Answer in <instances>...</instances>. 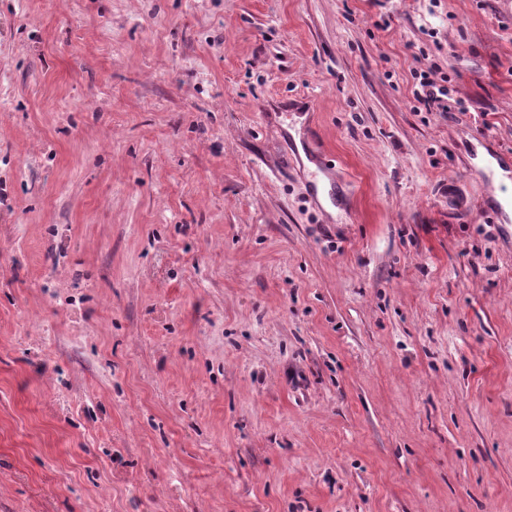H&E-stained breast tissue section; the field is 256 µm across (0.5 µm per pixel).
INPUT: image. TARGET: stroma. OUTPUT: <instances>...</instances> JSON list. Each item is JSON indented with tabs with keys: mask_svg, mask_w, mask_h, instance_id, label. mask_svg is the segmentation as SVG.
<instances>
[{
	"mask_svg": "<svg viewBox=\"0 0 512 512\" xmlns=\"http://www.w3.org/2000/svg\"><path fill=\"white\" fill-rule=\"evenodd\" d=\"M478 151L512 0H0V512H512ZM440 70H442V68L438 64L433 63L427 71L414 74L413 78L417 80L412 90L414 100L429 111L435 106L439 112H451L452 107L454 109H460L459 106L461 102L459 100H454V105L448 103L451 101L448 94V87L438 84L437 80L434 78L439 73L441 74L440 81L448 83V75H445Z\"/></svg>",
	"mask_w": 512,
	"mask_h": 512,
	"instance_id": "obj_1",
	"label": "stroma"
}]
</instances>
